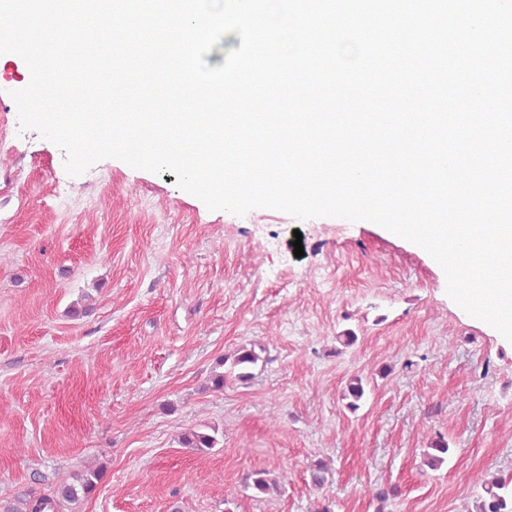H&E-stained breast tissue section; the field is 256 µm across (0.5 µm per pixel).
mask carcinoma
I'll list each match as a JSON object with an SVG mask.
<instances>
[{
    "instance_id": "carcinoma-1",
    "label": "carcinoma",
    "mask_w": 512,
    "mask_h": 512,
    "mask_svg": "<svg viewBox=\"0 0 512 512\" xmlns=\"http://www.w3.org/2000/svg\"><path fill=\"white\" fill-rule=\"evenodd\" d=\"M264 352L266 348L262 345L256 348L242 347L230 355L219 358L208 378L207 389L222 392L228 380L242 385L250 384L255 378L258 363L265 362V357L262 356ZM346 392L347 397L351 398L347 407L352 411L358 410L360 401L365 396L363 376L352 375ZM216 433V428L210 433L188 428L180 433L178 442L181 447L197 454H207L219 444ZM449 452L448 441L439 439L430 446V451L424 454V465L432 470L440 468L447 460ZM331 476L330 464L322 459L312 462L308 468L309 484L315 490H320L328 484ZM100 479V469H88L73 475L70 481L66 479L57 483L50 496H37L32 492H25L6 504L0 503V512H55L59 505H76L89 498L95 492ZM475 484L481 486L482 493L477 496L469 512H512V490L508 489L509 483L505 479L495 476L488 479L480 475L475 479ZM244 485L252 490L256 498H265L280 492L279 477L267 470H255L247 474L244 477Z\"/></svg>"
}]
</instances>
